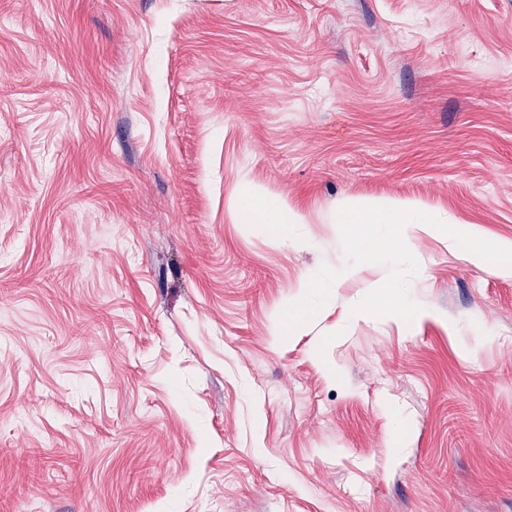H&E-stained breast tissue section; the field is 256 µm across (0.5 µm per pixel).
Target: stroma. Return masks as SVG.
<instances>
[{"instance_id": "1", "label": "stroma", "mask_w": 512, "mask_h": 512, "mask_svg": "<svg viewBox=\"0 0 512 512\" xmlns=\"http://www.w3.org/2000/svg\"><path fill=\"white\" fill-rule=\"evenodd\" d=\"M368 197L512 242V0H0V512H512V276L419 235L431 315L317 353ZM232 217L237 224H253L274 231L278 237L298 241L302 217L282 197H269L258 186H245L239 193ZM336 284V274L328 277H307L300 282L297 297L291 308L273 326L272 336L282 341L286 336H296L308 326L322 318L328 307V296Z\"/></svg>"}]
</instances>
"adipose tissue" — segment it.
<instances>
[{"instance_id": "obj_1", "label": "adipose tissue", "mask_w": 512, "mask_h": 512, "mask_svg": "<svg viewBox=\"0 0 512 512\" xmlns=\"http://www.w3.org/2000/svg\"><path fill=\"white\" fill-rule=\"evenodd\" d=\"M235 223L253 224L273 230L276 236L295 241L299 238L301 216L282 197H270L260 187L246 186L238 196L232 213ZM336 284L335 276L305 278L289 310L273 326L275 340L296 335L322 318L328 307V296Z\"/></svg>"}]
</instances>
